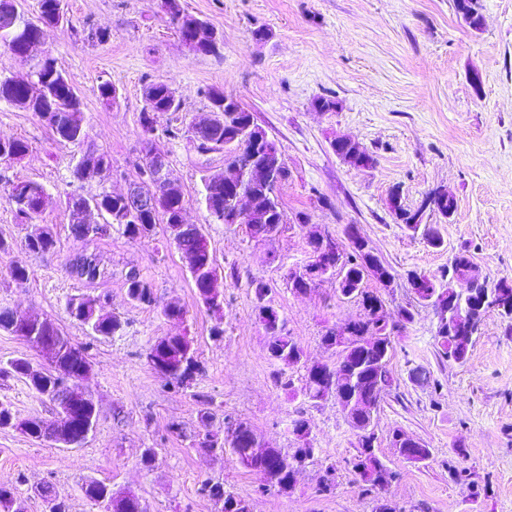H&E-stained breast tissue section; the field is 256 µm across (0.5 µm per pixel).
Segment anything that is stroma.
<instances>
[{
  "mask_svg": "<svg viewBox=\"0 0 512 512\" xmlns=\"http://www.w3.org/2000/svg\"><path fill=\"white\" fill-rule=\"evenodd\" d=\"M181 2L219 31L221 57L189 54L159 0H64L68 25L45 29L30 60L0 44L2 77L28 71L42 53L55 57L87 120L79 147L57 141L37 114L0 102V138L29 144L23 161L0 162V180H35L49 193L25 224L0 200V240L9 245L0 252V309L48 318L72 342L90 345L96 370L90 391L98 411L96 431L77 448L0 429V485L16 488L27 512H46V485L69 512H97L82 491L89 480L135 492L148 512H214L199 493L206 480L223 483L252 512H373L375 496L351 466L355 429L335 400L311 403L298 386L307 365L336 359L321 343L325 329L355 318L360 307L340 296L332 279L307 295L293 294L288 274L309 261L312 230L341 238L352 224L397 275L394 288L382 293L390 321L415 303L408 273L440 276L455 252L467 251L489 279L512 277V0H482L479 31L457 17L453 0ZM259 28L267 30L265 40L254 39ZM95 30L106 31L107 41L91 39ZM474 72L482 77L478 90L469 81ZM106 80L119 90L112 106L98 96ZM161 80L176 88L181 109L160 115L159 129L204 118L207 92L219 88L252 112L289 171L280 188L287 222L273 238L255 239L245 225L213 220L202 201L203 180L223 170V155L200 154L186 139L162 135L157 141L182 188L185 221L202 226L222 278L219 339L209 334L212 319L181 253L163 234L132 241L113 229L85 245L69 233L67 196L79 189L70 180L72 166L88 147L111 159L91 191H120L136 179L144 90ZM322 97L335 100V110H320ZM339 137L364 146L374 167L345 164L332 148ZM438 187L454 195L456 210L446 220L428 216L445 241L434 248L397 223L389 199L400 190L414 208ZM42 226L56 232V249L30 253L24 240ZM83 250L98 264L92 284L67 269ZM15 266L28 269V280L11 278ZM132 268L152 284L155 305L129 301L124 279ZM255 279L270 283L269 301L303 350L300 363L269 359L250 286ZM82 294L103 295L106 312L125 323L121 335L92 336L69 318L67 299ZM170 304L183 309L184 321L165 315ZM415 305L414 322L394 334L389 368L395 384L382 394L374 418V451L397 473L386 496L397 512H512V330L488 314L460 365L438 354L433 308ZM184 331L205 368L197 391L228 418L248 422L261 445L298 447L293 421L306 420L315 460L292 493L263 488L261 477L232 451L192 447L188 436L198 427L192 398L169 389L146 359L156 340ZM416 370L427 373V383L412 380ZM278 372L291 387L276 385ZM0 400L22 419L54 417L52 405L24 380L2 373ZM174 422L182 423L185 437L170 433ZM396 432L424 443L430 459H400L392 446ZM147 448L158 451L149 468L140 463ZM330 467L336 486L323 494L320 480Z\"/></svg>",
  "mask_w": 512,
  "mask_h": 512,
  "instance_id": "stroma-1",
  "label": "stroma"
}]
</instances>
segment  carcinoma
<instances>
[{
    "label": "carcinoma",
    "mask_w": 512,
    "mask_h": 512,
    "mask_svg": "<svg viewBox=\"0 0 512 512\" xmlns=\"http://www.w3.org/2000/svg\"><path fill=\"white\" fill-rule=\"evenodd\" d=\"M453 2L455 12L470 28L482 29L484 15L480 0ZM163 9L173 29L182 38L191 34L196 24L205 23V20L187 12L181 0H163ZM64 15L63 0H39L38 22L49 23ZM36 82L44 87L45 93L27 111L36 113L43 105L54 109L56 125L49 126L54 138L63 142L67 137L73 139L78 135L80 141H85L87 132L84 113L72 109L73 103L80 102V99L59 67H51L40 60L24 74L0 77V101L18 107L23 105ZM144 95L145 105L140 116V126L141 132L150 134L158 116L180 111L181 101L174 98L169 85L164 81L148 84ZM250 126L266 134L255 123L252 113L227 112L224 120L217 121L203 137L221 143L241 144L245 146L244 152L250 155L252 163L257 164L260 158L250 152L251 143L246 141V129ZM0 146L5 149L6 157L13 160L22 159L28 152V143L22 139H7L1 141ZM334 151L344 163L355 168L369 169L375 164L373 155L364 148L352 158L347 157L348 150L343 147H336ZM286 180L288 167L281 160L272 179L260 177L253 185L241 186V189L253 193L251 212L243 220L251 237L261 239L275 234L286 223L279 198V188ZM42 187L43 184L32 180L7 181L0 186V199L14 209L20 222L25 223L37 214L34 200ZM92 198L106 215L107 224L130 240L155 234L157 226L161 224L169 227L177 223L184 211L182 195L166 201L160 211H141L135 215L130 214L125 205L113 200L109 192L96 193ZM203 202L215 219L224 224L236 223L227 207L224 189H210L203 194ZM424 207L429 213L448 219L456 209V201L447 191L436 188L426 194L419 207L412 209L402 203L399 190H394L390 195V208L399 223L413 231L423 230L428 244L440 248L444 245V239L438 229L432 224H422L419 219V213ZM348 239L347 248L340 255L341 263H336V259L329 256L324 265L316 269L307 268L302 274L294 271L289 276L290 289L297 295L306 294L319 282L333 277L336 279V291L360 304L359 315L341 323V331H336L333 325L321 336V342L326 348H337L338 363L354 369L355 379L351 383L338 384L336 367L320 363L312 365L301 379L300 391L305 398L315 403L330 397L340 400L345 395L360 394L375 386L390 388L394 383L389 369L394 350V331L386 324L377 325V321L370 315L371 306L382 305L384 300L378 292L366 288L367 282L372 280L379 284V288L387 289L385 278L393 276L394 272L363 236L350 232ZM173 242L184 256L205 255L204 235L195 228L183 230L173 237ZM24 247L34 254L50 253L55 250L56 236L50 228H42L36 240H24ZM474 268L471 255L459 251L448 263V273L442 275V279L437 281L425 277L424 287L417 290L418 300L434 309H440L434 335L439 356L458 364L467 361L470 348L480 334L488 313L495 311L502 319L512 322V279L501 278L491 282L485 279L478 283L473 278ZM190 275L199 299L214 320L210 335L223 336L224 293L207 288L208 277L217 276V268L199 267L190 270ZM125 287L132 303L147 306L156 303L153 286L137 269L132 268L126 273ZM251 287L259 303V319L267 334L269 358L286 365L299 363L303 355L302 348L285 332L284 319L279 311L266 303V297L272 292L270 284L264 280H254ZM66 312L72 320L87 326L92 336L113 337L123 330L121 318L103 312V305L95 296L69 298L66 301ZM53 336L60 344L57 356L64 361L65 376L77 381L88 379L87 371L93 365L91 346L73 343L59 328L53 332ZM147 358L157 360L154 370L164 378L168 386L177 391H191L201 423V429L191 435V445L215 453L224 452L226 447L232 449L245 468L259 474L264 485L274 487L281 493L288 492V487L296 484L300 474L313 462L315 449L307 442L300 448L279 451V457L268 464L257 461L248 451L250 443L257 436L250 424L242 420L211 429L216 418L212 402L207 395L192 391L197 377L204 373V367L198 360L189 336H167L156 341L149 347ZM7 365V373L24 379L40 398L49 400L56 407L62 405L66 388L59 383L60 377L56 376L55 367L34 370L32 363L24 357L12 358L7 361ZM97 421V409L87 408L66 412L61 419V426L71 427L74 437L83 443L87 439L84 431L94 432ZM373 421L371 416L360 421V427L367 430V434L358 439V452L353 458L352 468L370 489L382 493L390 486L395 474L374 451L376 436L372 428ZM37 425L38 422L33 419H19L10 404L0 401V429H20L24 426L33 428ZM392 446L397 448L399 457L408 462L423 463L431 457V450L424 444L411 450H401L398 441L394 439ZM82 490L85 497L99 508L106 510L112 504V489L103 482L91 481L83 485ZM200 493L213 502L216 512H251L249 502L224 491L222 483L205 481L201 484ZM0 512H27L26 504L18 497L15 488L0 485Z\"/></svg>",
    "instance_id": "cac0c4a2"
}]
</instances>
